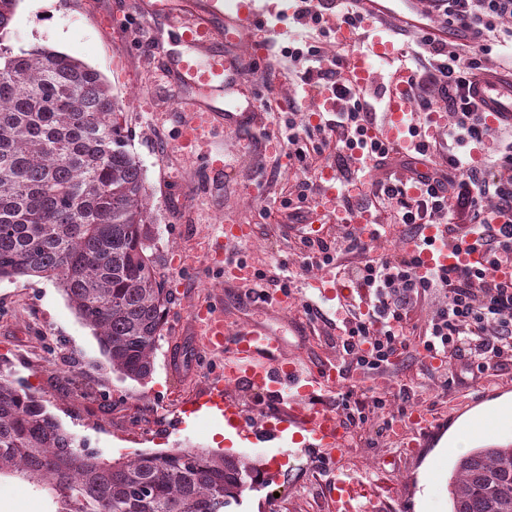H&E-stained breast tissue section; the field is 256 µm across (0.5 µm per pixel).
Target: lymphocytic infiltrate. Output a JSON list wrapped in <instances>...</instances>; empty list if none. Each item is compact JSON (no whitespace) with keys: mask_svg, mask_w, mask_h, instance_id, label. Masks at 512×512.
I'll use <instances>...</instances> for the list:
<instances>
[{"mask_svg":"<svg viewBox=\"0 0 512 512\" xmlns=\"http://www.w3.org/2000/svg\"><path fill=\"white\" fill-rule=\"evenodd\" d=\"M433 3L450 25L477 37L512 21V0ZM422 44L429 67L424 77L412 79L413 98L418 109L427 112L432 108L428 92L437 90L447 99L454 122L438 138L421 143L418 152L445 155L448 168L406 179L387 176L370 181L365 169H356V182L365 183L368 191L344 195L341 206L355 213L361 211L364 200H373L382 206L389 222L408 225L415 237L428 225L443 224L449 240L458 243L462 229H469L485 251L484 265L449 266L423 274L413 255L374 257L368 243L357 238L338 243L303 236L299 252L303 268L335 267L341 280L367 293V312L347 306L336 336L351 371L365 374L390 365L408 345L407 327L414 305L430 294H444V306L426 324L422 336L425 349L442 359L434 375L445 380L460 362L483 374L512 358V278L499 276L500 270L512 268V134H499L475 102L474 80L483 72L481 46L459 53L446 50L429 36L423 37ZM288 57L302 65L304 84L319 91L335 90L340 103L333 118L301 127L288 120L280 128L288 156L300 174L295 199L303 204L314 192L312 172L326 152L341 158L358 149L377 169L397 148L367 136L368 102L344 79L342 58H325L314 47L305 52L289 50ZM468 144L490 149L491 162L479 166L472 157L458 155L457 147ZM419 184L425 185V192L413 194ZM488 198L494 205L486 210L480 202ZM349 253L357 254V262L345 263Z\"/></svg>","mask_w":512,"mask_h":512,"instance_id":"lymphocytic-infiltrate-1","label":"lymphocytic infiltrate"}]
</instances>
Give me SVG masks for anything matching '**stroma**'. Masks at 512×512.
Here are the masks:
<instances>
[{"mask_svg": "<svg viewBox=\"0 0 512 512\" xmlns=\"http://www.w3.org/2000/svg\"><path fill=\"white\" fill-rule=\"evenodd\" d=\"M143 0H20L10 26L14 47L50 48L98 70L119 101L134 152L142 165L149 196L146 207L153 228L150 253L171 294L166 324L154 350V371L144 383L113 372L89 327L77 316L64 292L42 278L0 281V366L14 380L41 397L48 411L87 449L107 460L124 461L140 452L194 447L245 454L264 462L265 484L248 491L237 512H333L329 478L349 470L359 482L360 506L381 498L385 512H449L448 478L457 452H441L469 420L490 416L497 404L512 403V361L494 383L457 369L452 381L423 376L426 351L420 337L390 367L373 373L347 374L327 397L339 418L348 408L362 411L364 422L336 456L300 449L296 427L288 423L290 404L237 381L225 394L239 405L244 426L239 444L223 439V418L203 411L194 398L211 382L224 378V354L205 348L188 334L193 307L224 309L232 328L259 324L279 333L282 352L317 362L339 357L333 301L316 300L322 317L310 316L305 288H291L290 308L273 313L228 287L224 271L206 266L205 258L226 224H247L249 239L235 255L267 278L282 279L283 268L299 271L295 226L301 216L282 208L296 189L287 147L267 149L263 133L232 156L222 179L210 181L202 161L173 148L178 111L194 91L174 96L160 72L156 44L172 45L175 33L146 18ZM109 27H102L104 18ZM281 33L272 41L261 69L243 70L231 98L254 100L263 112L265 131L281 122L311 118L315 90L289 68L283 52L291 37L306 35L322 55L336 54V40L304 29L295 16L270 19ZM384 406H375L373 397ZM0 501L12 512H52L54 504L41 486L0 476Z\"/></svg>", "mask_w": 512, "mask_h": 512, "instance_id": "stroma-1", "label": "stroma"}]
</instances>
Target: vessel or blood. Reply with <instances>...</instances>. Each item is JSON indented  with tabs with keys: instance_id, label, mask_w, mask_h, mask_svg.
I'll use <instances>...</instances> for the list:
<instances>
[{
	"instance_id": "vessel-or-blood-1",
	"label": "vessel or blood",
	"mask_w": 512,
	"mask_h": 512,
	"mask_svg": "<svg viewBox=\"0 0 512 512\" xmlns=\"http://www.w3.org/2000/svg\"><path fill=\"white\" fill-rule=\"evenodd\" d=\"M357 24L363 31L374 30L377 22L394 18L404 28H418L420 12L418 0H357ZM148 15L164 19L173 28L177 39L175 47L157 44L156 51L162 61V73L175 93L192 88L197 101L181 115L176 145L185 154L206 158L208 169L215 174L224 170L222 154L213 153L214 134L217 130L235 133L262 125V115L256 110L246 112L221 111L212 103L214 97L234 84L245 67L244 58L216 45L217 32H224L227 40H245L257 50H265L270 18L281 13V0H238L235 12L223 11L218 0H151ZM223 20V30H216V20ZM395 54L391 41L375 39L371 50L351 51L345 66V77L355 87L369 89L373 72V57L390 58ZM409 73L397 68L391 73L383 111L379 119L368 127L373 139L400 144L414 149L407 130L415 116V105L408 84ZM476 100L487 112L491 124H512V78L488 73L478 78ZM337 175L327 167L319 175L322 205L318 207L311 224L304 230L309 237L322 236L326 223L343 222L345 213L334 206L337 196ZM441 225L428 226L423 236L406 241L405 248L417 257L421 270L445 267L451 264L477 266L484 262V252L474 236H467L459 248L449 247L441 237ZM249 228L243 224L225 225L207 257L208 264L224 266L235 284L249 288L255 282L251 265L243 259H233L232 251L245 241ZM321 295L348 303L352 291L342 284L335 268L319 272L312 282ZM194 330L204 337L211 348L226 351L228 359L225 373L236 379L269 389L275 395H287L294 405L289 419L311 437L315 448L338 450L345 444V429L333 412L313 406L316 391L331 392L339 384V373L328 362L300 364L280 358L281 343L275 331L262 325L244 326L230 331L224 314L216 306H204L191 318ZM330 499L336 512H354L358 495L357 482L350 472L339 470L331 477Z\"/></svg>"
}]
</instances>
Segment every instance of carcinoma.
Instances as JSON below:
<instances>
[{"instance_id":"cac0c4a2","label":"carcinoma","mask_w":512,"mask_h":512,"mask_svg":"<svg viewBox=\"0 0 512 512\" xmlns=\"http://www.w3.org/2000/svg\"><path fill=\"white\" fill-rule=\"evenodd\" d=\"M18 0H0V280L54 282L112 370L154 371L169 292L147 254L142 165L108 84L47 48L14 49ZM34 480L55 512H234L261 464L186 448L106 462L84 449L40 397L0 368V476ZM451 512H512V445L460 456Z\"/></svg>"}]
</instances>
